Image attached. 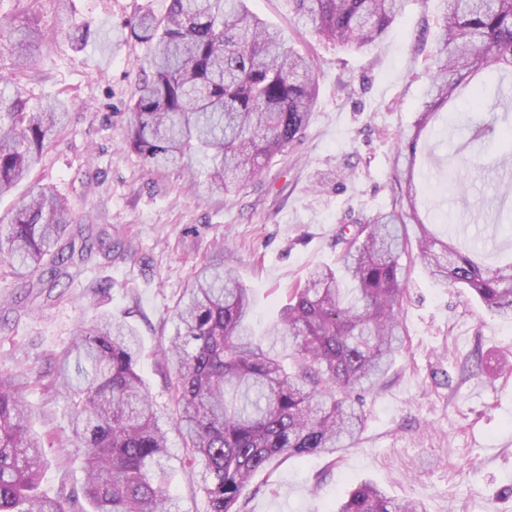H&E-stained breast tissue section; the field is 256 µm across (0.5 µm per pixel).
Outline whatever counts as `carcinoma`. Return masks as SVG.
<instances>
[{
	"label": "carcinoma",
	"mask_w": 512,
	"mask_h": 512,
	"mask_svg": "<svg viewBox=\"0 0 512 512\" xmlns=\"http://www.w3.org/2000/svg\"><path fill=\"white\" fill-rule=\"evenodd\" d=\"M296 21L341 47H370L387 34L404 0H284ZM442 23L426 74V99L399 135L404 186L390 206L340 229V267H316L288 294L277 320L256 340L246 328L248 292L216 258L203 265L173 311L179 331L159 346L174 374L172 425L186 459L201 466L208 512H245L256 476L281 460L334 457L356 445L363 417L350 402L374 386L405 349L401 310L408 249L430 277L461 285L488 310L512 318V260L481 262L486 248L441 237L419 216L414 166L418 143L470 77L512 73V0H441ZM13 71L0 76V197L28 177L67 110L59 101L28 106L19 77L36 65V32L6 17ZM131 36L148 45L149 83L126 117L129 145L150 166L196 158L210 165L211 190L258 175L274 154L300 141L318 84L311 58L288 45L243 0H170L161 18L145 15ZM506 148L493 164H512V125H478L471 141ZM94 241L73 223L68 201L40 188L0 216V265L29 291L72 280ZM140 340L114 316L77 331L54 356L46 388L69 403L70 434L61 450L83 455L80 499L38 493L45 443L33 432L18 375L0 370V512H179L170 495L168 430L136 371ZM333 512H427L362 483Z\"/></svg>",
	"instance_id": "1"
}]
</instances>
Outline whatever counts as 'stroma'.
<instances>
[{
  "instance_id": "obj_1",
  "label": "stroma",
  "mask_w": 512,
  "mask_h": 512,
  "mask_svg": "<svg viewBox=\"0 0 512 512\" xmlns=\"http://www.w3.org/2000/svg\"><path fill=\"white\" fill-rule=\"evenodd\" d=\"M170 0H0V17L31 23L40 38L37 70L19 88L31 106L63 99L68 122L47 144L17 194L48 188L67 198L76 218L111 251L93 255L60 300L29 299L0 310V368L51 374V356L80 326L101 314L138 332L137 372L158 410L172 414L171 372L156 350L174 335L173 309L201 265L216 252L248 288L250 328L263 334L288 290L316 266H336L340 227L385 209L394 182L399 133L412 125L427 87L426 57L438 34L440 0H406L385 38L367 49H342L296 27L283 0H246L316 65L319 95L302 140L269 159L264 171L229 191L209 189L197 160L155 170L125 142L126 113L144 86L147 47L130 35L146 13L164 15ZM87 28L75 43L74 26ZM440 107L419 142L418 165L440 164L428 180L435 230L447 224L489 245L488 262L512 255L485 205L496 170L476 165L465 147L471 132L447 128ZM407 273L402 319L406 349L372 390L358 393L364 428L336 459L319 455L276 463L257 476L246 512H333L359 483L427 512H512V320L499 318L466 289L434 284L419 259ZM33 427L69 431L65 402L28 386ZM170 492L182 512H207L196 468L184 462L171 432ZM39 490L55 497L80 490L75 454L48 451Z\"/></svg>"
}]
</instances>
